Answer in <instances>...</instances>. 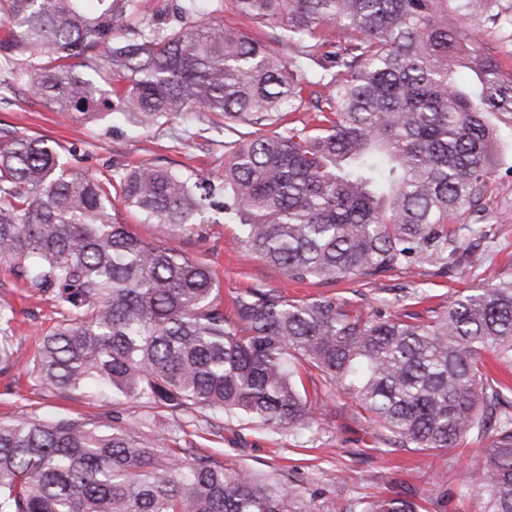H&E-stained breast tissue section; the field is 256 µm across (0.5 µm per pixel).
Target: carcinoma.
Returning <instances> with one entry per match:
<instances>
[{"instance_id":"cac0c4a2","label":"carcinoma","mask_w":512,"mask_h":512,"mask_svg":"<svg viewBox=\"0 0 512 512\" xmlns=\"http://www.w3.org/2000/svg\"><path fill=\"white\" fill-rule=\"evenodd\" d=\"M226 3L268 41L214 21ZM502 13L498 0H170L165 13L149 0H0V63L64 119L218 117L237 135L220 176L233 243L294 281L376 282L448 264L451 221L482 212L497 134L512 131V71L448 15ZM289 112L311 116L287 124ZM210 190L153 161L99 179L45 136H0V264L62 317L27 373L272 432L312 428L320 383L350 395L387 445L489 435L485 512H512V413L500 409L512 387L480 357L512 360V273L429 320L261 288L227 311L210 266L115 218L119 202L191 237L209 223ZM14 321L0 308L3 370ZM292 500L286 484L158 447L147 423L0 422V512H292ZM419 510L386 497L360 512Z\"/></svg>"}]
</instances>
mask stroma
I'll return each instance as SVG.
<instances>
[{
  "label": "stroma",
  "mask_w": 512,
  "mask_h": 512,
  "mask_svg": "<svg viewBox=\"0 0 512 512\" xmlns=\"http://www.w3.org/2000/svg\"><path fill=\"white\" fill-rule=\"evenodd\" d=\"M9 132L51 137L72 167L101 178L145 159L187 174L216 177L224 170L227 144L234 138L230 131L178 117L150 129L118 113L97 123L65 121L21 86L16 87L11 104H0V134ZM503 148L504 163L491 176L486 210L479 220L486 238H474L468 231V224L477 221L470 212H460L453 220L458 241L485 255L477 270L464 261L445 269L425 260L393 271L374 284L358 280L297 283L232 245V225L208 224L199 235L186 238L169 236L163 226L142 223L135 212L122 206L117 218L133 225L147 241L175 246L208 263L227 299L250 288H272L291 301L333 296L367 313L415 312L427 319L443 315L457 293L486 287L498 275L512 272V135L504 138ZM0 307L13 310L20 339L17 367L0 372V421L72 418L101 422L107 412L115 410L127 427L141 429L149 413L141 404H116L94 390L52 389L26 374L39 338L60 316L50 300L30 295L10 268L1 264ZM150 413L155 418L157 442H164L176 430L181 447L190 455L211 457L231 472H251L268 482L287 483L295 496V512H359L363 501L399 496L415 501L421 512H484V501L473 490L483 438L473 436L459 447L434 451L389 448L382 431L372 429L352 400L340 392L326 397L307 431L275 434L228 416L218 435L204 430L198 412L178 418L160 408Z\"/></svg>",
  "instance_id": "1"
}]
</instances>
